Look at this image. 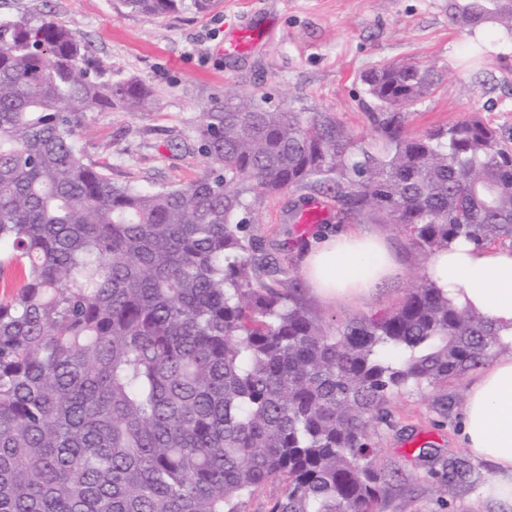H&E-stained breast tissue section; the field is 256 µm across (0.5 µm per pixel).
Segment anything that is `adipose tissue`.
I'll return each mask as SVG.
<instances>
[{"label":"adipose tissue","mask_w":512,"mask_h":512,"mask_svg":"<svg viewBox=\"0 0 512 512\" xmlns=\"http://www.w3.org/2000/svg\"><path fill=\"white\" fill-rule=\"evenodd\" d=\"M399 268L384 233L352 228L305 248L301 260L317 295L346 304L370 302ZM426 274L449 297L489 319L504 345L466 380L459 440L474 459L491 465L484 498L505 512L512 507V250L460 238L431 257Z\"/></svg>","instance_id":"1"}]
</instances>
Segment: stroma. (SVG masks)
I'll list each match as a JSON object with an SVG mask.
<instances>
[{"label": "stroma", "mask_w": 512, "mask_h": 512, "mask_svg": "<svg viewBox=\"0 0 512 512\" xmlns=\"http://www.w3.org/2000/svg\"><path fill=\"white\" fill-rule=\"evenodd\" d=\"M449 0H220L204 15L152 16L121 0H0V17L39 23L53 18L88 44L113 80L134 79L158 102L152 112L127 108L86 112L79 141L86 158L113 182L145 190L184 187L206 162L191 132L203 108L225 90L267 95L270 105L322 115L367 147L385 145L374 122V103L361 80L383 63L418 62L438 75L431 94L406 113L404 129L418 134L478 115L512 142V38L456 24ZM267 16L264 42L249 56L229 58L218 47L230 27ZM323 202L326 217L299 233L292 217L304 199ZM340 205L321 190L285 191L265 198L259 223L248 231L283 270L300 280L301 248L336 229H382L400 257L401 273L380 288L372 305L327 304L303 288L308 308L323 320L368 318L397 308L429 254L393 224L341 219ZM447 409H440V396ZM465 392L460 380L424 393L405 391L389 406L388 423L373 436L378 467L394 471L383 512H486L483 489L491 469L471 459L458 441ZM430 444L428 460L418 445ZM469 463L471 484L445 489L452 464Z\"/></svg>", "instance_id": "35a3bbf8"}]
</instances>
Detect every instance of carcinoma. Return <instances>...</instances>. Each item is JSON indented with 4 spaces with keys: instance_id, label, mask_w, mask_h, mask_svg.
Masks as SVG:
<instances>
[{
    "instance_id": "1",
    "label": "carcinoma",
    "mask_w": 512,
    "mask_h": 512,
    "mask_svg": "<svg viewBox=\"0 0 512 512\" xmlns=\"http://www.w3.org/2000/svg\"><path fill=\"white\" fill-rule=\"evenodd\" d=\"M205 14L213 0H122ZM512 35V0H450ZM51 20L0 19V512H383L394 475L369 430L393 396L445 384L500 345L486 318L421 277L398 308L330 324L276 286L248 234L261 195L319 187L426 253L512 245V148L479 116L417 136L435 87L419 63L363 76L389 148L315 112L226 92L193 121L208 165L186 187L116 184L79 144L84 112H152L101 79Z\"/></svg>"
}]
</instances>
